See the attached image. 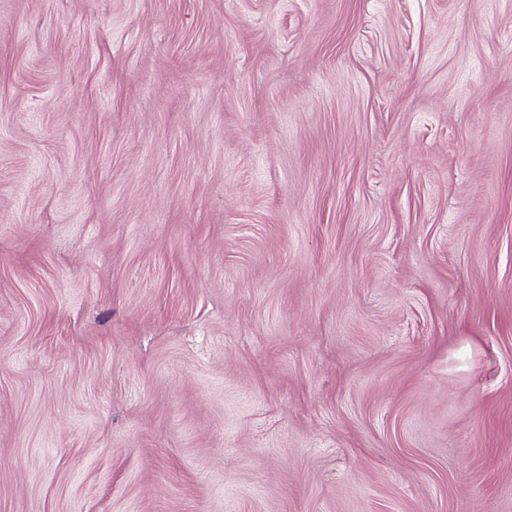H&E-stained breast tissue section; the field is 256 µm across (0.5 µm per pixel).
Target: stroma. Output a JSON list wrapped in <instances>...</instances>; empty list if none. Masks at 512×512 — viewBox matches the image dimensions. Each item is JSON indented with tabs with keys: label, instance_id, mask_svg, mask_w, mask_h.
<instances>
[{
	"label": "stroma",
	"instance_id": "stroma-1",
	"mask_svg": "<svg viewBox=\"0 0 512 512\" xmlns=\"http://www.w3.org/2000/svg\"><path fill=\"white\" fill-rule=\"evenodd\" d=\"M0 512H512V0H0Z\"/></svg>",
	"mask_w": 512,
	"mask_h": 512
}]
</instances>
